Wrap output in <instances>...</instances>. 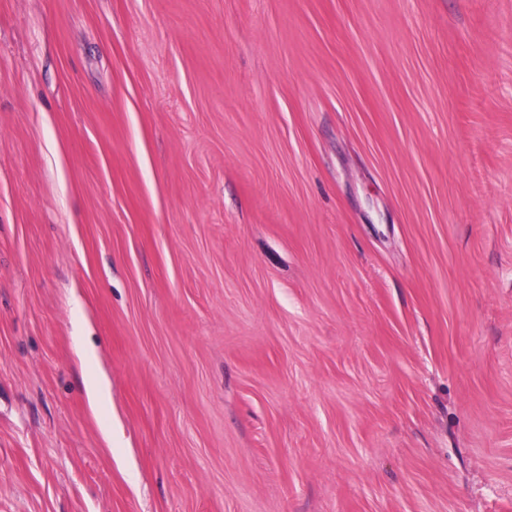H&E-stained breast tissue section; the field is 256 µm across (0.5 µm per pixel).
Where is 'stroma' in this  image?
I'll return each mask as SVG.
<instances>
[{"instance_id": "stroma-1", "label": "stroma", "mask_w": 512, "mask_h": 512, "mask_svg": "<svg viewBox=\"0 0 512 512\" xmlns=\"http://www.w3.org/2000/svg\"><path fill=\"white\" fill-rule=\"evenodd\" d=\"M0 512H512V0H0Z\"/></svg>"}]
</instances>
